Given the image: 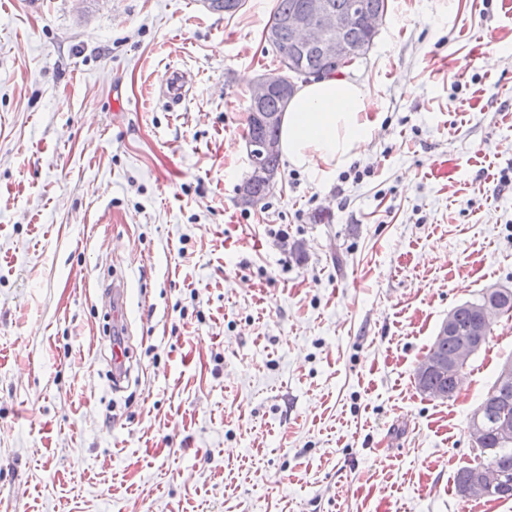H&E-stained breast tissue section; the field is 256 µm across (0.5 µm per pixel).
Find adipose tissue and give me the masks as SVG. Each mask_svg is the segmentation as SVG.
I'll use <instances>...</instances> for the list:
<instances>
[{
    "label": "adipose tissue",
    "mask_w": 512,
    "mask_h": 512,
    "mask_svg": "<svg viewBox=\"0 0 512 512\" xmlns=\"http://www.w3.org/2000/svg\"><path fill=\"white\" fill-rule=\"evenodd\" d=\"M366 87L332 75L300 87L283 113L279 150L291 167L328 178L372 140L378 123Z\"/></svg>",
    "instance_id": "adipose-tissue-1"
}]
</instances>
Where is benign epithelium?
Wrapping results in <instances>:
<instances>
[{"instance_id":"7a95c632","label":"benign epithelium","mask_w":512,"mask_h":512,"mask_svg":"<svg viewBox=\"0 0 512 512\" xmlns=\"http://www.w3.org/2000/svg\"><path fill=\"white\" fill-rule=\"evenodd\" d=\"M350 24L351 12L335 10L329 0H302L294 12L280 19L277 28L266 29L264 38L275 45L282 29L303 34L300 40L288 43L286 60L291 70L294 64L301 63L302 56L308 52L319 55L327 62L341 63L359 54V50L351 48L348 42ZM293 89L294 85L281 68L262 74L252 87L250 109L260 136L248 146L249 173L239 188L238 203L245 209L259 204L252 189L253 184L261 183L272 190L279 182V172L267 166L266 158L278 152V141L268 131L280 124L282 113L266 111L265 104L273 96L278 97L282 104H287ZM507 293L508 289L493 285L485 289V301L479 304L463 303V306L476 311L474 319L465 327V338L453 357L432 348L418 361L415 374L421 393L434 399L448 398V392L429 386V379L433 376L453 380L459 378L462 365L482 348L494 318L505 314V307L499 305L496 299ZM459 310L457 306L448 311L439 327V336L448 337L456 333ZM469 433L478 446L486 437L487 430L479 410L473 412L470 418ZM502 478L503 473L496 467L477 466L463 483V496L466 499H492L498 495Z\"/></svg>"}]
</instances>
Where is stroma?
<instances>
[{
    "mask_svg": "<svg viewBox=\"0 0 512 512\" xmlns=\"http://www.w3.org/2000/svg\"><path fill=\"white\" fill-rule=\"evenodd\" d=\"M275 6L0 0V512H512L454 482L512 314L451 399L414 382L449 310L512 289V7L388 0L343 70L367 152L245 209Z\"/></svg>",
    "mask_w": 512,
    "mask_h": 512,
    "instance_id": "1",
    "label": "stroma"
}]
</instances>
